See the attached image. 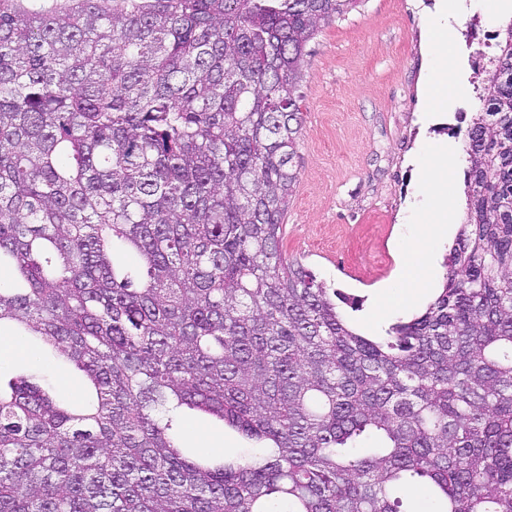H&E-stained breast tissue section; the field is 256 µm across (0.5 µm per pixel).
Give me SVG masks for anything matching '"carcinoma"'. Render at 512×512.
<instances>
[{"label": "carcinoma", "instance_id": "carcinoma-1", "mask_svg": "<svg viewBox=\"0 0 512 512\" xmlns=\"http://www.w3.org/2000/svg\"><path fill=\"white\" fill-rule=\"evenodd\" d=\"M362 4L0 0V321L94 393L0 383V512H512V22L425 309L369 338L282 253L307 46ZM184 418L188 430V435L182 440L185 448L204 446L218 454L225 452L233 455L249 446L237 432L229 428L223 429L222 422H212L206 415L188 410L184 413Z\"/></svg>", "mask_w": 512, "mask_h": 512}]
</instances>
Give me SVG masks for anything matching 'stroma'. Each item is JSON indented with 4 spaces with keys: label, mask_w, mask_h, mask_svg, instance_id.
I'll return each instance as SVG.
<instances>
[{
    "label": "stroma",
    "mask_w": 512,
    "mask_h": 512,
    "mask_svg": "<svg viewBox=\"0 0 512 512\" xmlns=\"http://www.w3.org/2000/svg\"><path fill=\"white\" fill-rule=\"evenodd\" d=\"M438 2L365 0L316 35L304 63L300 185L285 217L282 250L317 280L361 297L351 318L369 336L411 318L442 285L451 233L430 241L438 261L421 288H405L393 277L417 262V218L433 200L426 174L439 148L454 149L456 166L441 192L454 198L457 214L465 212L464 143L481 107L479 62L512 20L502 0H465V9L448 20L454 40L443 57L435 46ZM444 73L462 74L464 95L440 84ZM10 334V323H0L5 381L30 373L46 352L39 342L16 346ZM184 418L183 447L233 455L246 446L206 415L189 410Z\"/></svg>",
    "instance_id": "1"
}]
</instances>
